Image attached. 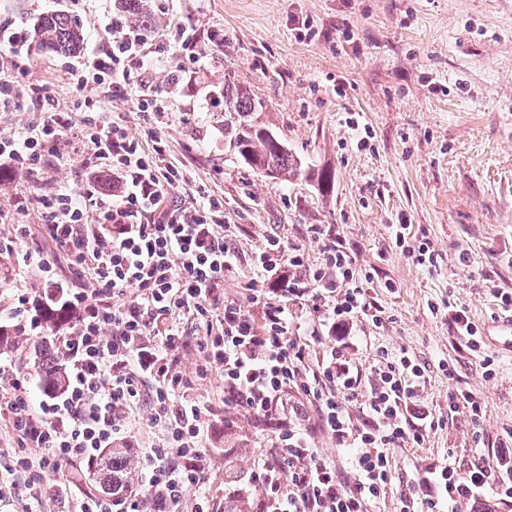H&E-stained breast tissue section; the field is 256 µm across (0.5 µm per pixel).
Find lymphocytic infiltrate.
Segmentation results:
<instances>
[{
	"mask_svg": "<svg viewBox=\"0 0 512 512\" xmlns=\"http://www.w3.org/2000/svg\"><path fill=\"white\" fill-rule=\"evenodd\" d=\"M109 28L69 64L70 84L82 95L66 109L20 65L31 47L26 27H0V110L36 115L0 137V167L42 177L65 144L82 159L80 191L39 201L16 194L0 221L39 206L45 235L90 282L64 285L53 253L22 256V269H35L47 285L43 304L67 309L75 324L54 342L66 360L60 392L35 406L16 379L0 393V433L19 447L14 470L58 472L52 485L33 484L32 497L67 498L66 466L125 447L132 422L145 414L161 439L141 453L140 490L120 501L87 496L80 512H143L147 502L153 512H182L189 496L194 512H209L203 448L221 404L252 414L271 434L268 453L256 454L248 471L226 469L235 496L261 488V512H373L391 482L390 448L424 442L441 424L424 396V368L406 350L384 348L362 375L353 358L358 333L385 317L368 297V274L336 244L314 264L305 248L277 236L245 256L222 200L203 190L188 208L170 199L184 175L164 165L154 127L130 136L105 100L83 93L91 84L109 88L136 100L150 122L170 109L168 97L145 93L137 78L150 55L148 32L118 14ZM78 111L85 118L76 123ZM235 278L242 291L230 299L224 282ZM190 320L192 344L184 331ZM324 336L332 347L313 355L311 341ZM190 345L198 355L191 378L178 368ZM212 374L224 381L218 398L193 384ZM355 408L362 422H354ZM314 427L344 453L347 474L322 458ZM422 482L426 512H451L484 493L511 501L512 451L474 462L463 475L451 463L428 467Z\"/></svg>",
	"mask_w": 512,
	"mask_h": 512,
	"instance_id": "lymphocytic-infiltrate-1",
	"label": "lymphocytic infiltrate"
}]
</instances>
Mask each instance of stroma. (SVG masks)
Here are the masks:
<instances>
[{
	"mask_svg": "<svg viewBox=\"0 0 512 512\" xmlns=\"http://www.w3.org/2000/svg\"><path fill=\"white\" fill-rule=\"evenodd\" d=\"M162 25L196 28L207 54L203 68L155 44L142 75L150 90L169 94L173 109L158 125L165 160L187 180L171 197L187 207L197 189L223 198L236 243L250 251L276 234L317 262L330 232L371 276L369 296L383 327H365L355 352L369 372L379 348H405L424 367L425 396L443 424L418 447L391 450L390 489L376 512H400L406 494L427 496L415 476L452 460L466 473L477 458L493 460L512 431V356L486 378L460 344L449 307L484 327L501 314L499 293L512 292V0H149ZM64 0H0V25L33 27L39 15L65 10ZM33 77L60 103L70 100L63 57L32 47ZM251 86L265 106L258 123L271 129L301 164L290 181L255 173L224 135V78ZM80 163L53 167L31 182L0 173V206L19 192L46 198L79 189ZM331 175L323 183L322 175ZM407 221L404 247L395 226ZM434 254L418 264L420 245ZM17 255L0 252V325L12 329L18 296L39 301L37 273L14 276ZM37 337L17 333L0 359L42 397L32 358ZM453 365L447 377L444 365ZM480 394V429L449 413L448 393ZM233 432L212 420L211 443L234 451V466L251 463L262 438L251 417L229 412ZM68 501H33L23 472L0 480V512H77L96 488L84 465L72 464Z\"/></svg>",
	"mask_w": 512,
	"mask_h": 512,
	"instance_id": "35a3bbf8",
	"label": "stroma"
}]
</instances>
